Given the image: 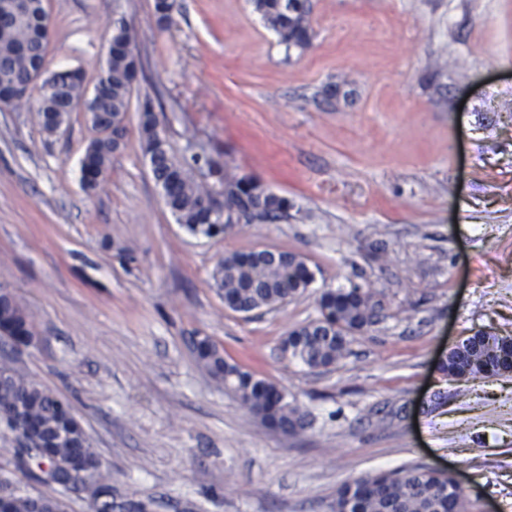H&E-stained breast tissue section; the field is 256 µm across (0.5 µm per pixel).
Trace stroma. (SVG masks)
Listing matches in <instances>:
<instances>
[{
	"label": "stroma",
	"instance_id": "stroma-1",
	"mask_svg": "<svg viewBox=\"0 0 512 512\" xmlns=\"http://www.w3.org/2000/svg\"><path fill=\"white\" fill-rule=\"evenodd\" d=\"M50 69L94 85L115 22L142 62L126 147L86 191L95 136L83 112L53 133L36 99L0 108V285L35 340L0 339V362L67 402L112 500L150 512H329L338 486L377 471L457 473L471 512H512V374L458 382L438 369L460 337L512 336V0H311L312 41L289 50L250 0H44ZM335 83L342 97H324ZM153 98L177 155L214 161L294 203L286 220L197 237L166 209L143 155ZM304 256L315 280L271 311L226 310L224 254ZM383 301L379 322L330 370L282 359L289 329L327 288ZM226 359L309 413L286 436L195 360ZM0 430V478L60 496L20 470Z\"/></svg>",
	"mask_w": 512,
	"mask_h": 512
}]
</instances>
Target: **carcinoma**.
I'll use <instances>...</instances> for the list:
<instances>
[{
	"label": "carcinoma",
	"instance_id": "1",
	"mask_svg": "<svg viewBox=\"0 0 512 512\" xmlns=\"http://www.w3.org/2000/svg\"><path fill=\"white\" fill-rule=\"evenodd\" d=\"M26 16L0 27V90L13 92L31 82L32 73L47 60L49 16L44 0H29ZM254 10L287 47L303 49L310 44L308 0H252ZM175 0H154L157 22L173 20ZM125 25L112 29L105 66L97 83L87 91L85 80L69 71L55 74L53 90L39 93L36 112L44 131L51 130L55 112L70 101L85 99L87 122L98 133L85 150L81 178L88 190L95 189L109 169L112 155L125 145L126 117L130 97L141 70ZM112 124V134L101 130ZM139 133L149 169L160 187L164 204L177 223L194 235L213 238L246 223L276 222L288 218L294 203L259 181L240 176L214 162L203 152L190 158L172 150L159 126L153 101L139 106ZM208 168L210 181L200 182L195 171ZM216 293L227 308L249 315L271 310L303 295L314 281L305 258L280 251L275 259L256 258L252 253H228L212 272ZM319 317L288 331L285 360L310 369H328L352 354L356 334L377 322L382 300L358 285L325 290L319 300ZM31 327L28 315L16 297L0 296V329L23 335ZM512 354V338L478 332L467 343L453 347L441 363L449 378L501 376L512 372L505 359ZM199 364L224 380L241 404L264 424L296 435L308 426V413L275 384L256 377L224 357V351L208 337L195 342ZM20 411L36 431L24 445L5 449L24 464L34 465L40 476H49L59 486L74 485L93 470L100 488L112 485V473L99 466V457L87 433L70 407L51 391L9 365L0 366V426L10 428L8 415ZM330 512H468L469 504L452 476L426 468L376 472L341 484L329 505Z\"/></svg>",
	"mask_w": 512,
	"mask_h": 512
}]
</instances>
